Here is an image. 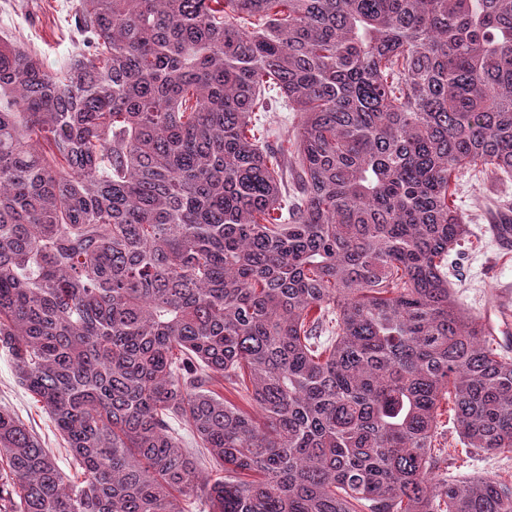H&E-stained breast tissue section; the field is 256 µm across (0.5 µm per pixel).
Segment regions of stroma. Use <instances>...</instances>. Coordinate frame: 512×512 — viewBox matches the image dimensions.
Segmentation results:
<instances>
[{"instance_id":"1","label":"stroma","mask_w":512,"mask_h":512,"mask_svg":"<svg viewBox=\"0 0 512 512\" xmlns=\"http://www.w3.org/2000/svg\"><path fill=\"white\" fill-rule=\"evenodd\" d=\"M77 0H0V35L11 37L34 50L45 66L58 70L79 44L74 7ZM471 233L451 251L452 288L460 304L474 315L504 305L512 309V247L492 235L491 204L512 208V182L494 178H464L454 197ZM0 408L12 413L51 448L61 470L74 474L65 442L49 414L17 381L11 360L0 349ZM437 440L447 448L440 477L454 480L481 474L512 479V451L487 455L466 447L460 439L450 411L438 418Z\"/></svg>"}]
</instances>
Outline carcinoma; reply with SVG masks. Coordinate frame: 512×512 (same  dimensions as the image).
<instances>
[{"instance_id": "cac0c4a2", "label": "carcinoma", "mask_w": 512, "mask_h": 512, "mask_svg": "<svg viewBox=\"0 0 512 512\" xmlns=\"http://www.w3.org/2000/svg\"><path fill=\"white\" fill-rule=\"evenodd\" d=\"M75 17L57 71L0 38V348L81 480L0 410V512H512V481L434 472L448 394L467 447L512 451V357L448 266L451 179L512 180V0ZM270 114H274V120L277 121L274 128L281 134V138L277 139L274 136L270 138V142L278 146L284 159L288 160L295 154L293 134L300 123V115L297 112H288V109H282L281 112H271Z\"/></svg>"}]
</instances>
